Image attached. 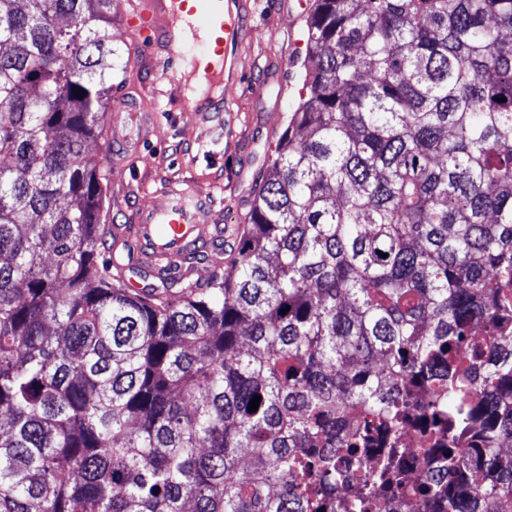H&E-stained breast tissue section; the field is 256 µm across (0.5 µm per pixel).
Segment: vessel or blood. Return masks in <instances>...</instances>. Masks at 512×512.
Returning <instances> with one entry per match:
<instances>
[{"label": "vessel or blood", "mask_w": 512, "mask_h": 512, "mask_svg": "<svg viewBox=\"0 0 512 512\" xmlns=\"http://www.w3.org/2000/svg\"><path fill=\"white\" fill-rule=\"evenodd\" d=\"M132 25L153 30L157 41L171 51L174 74L195 71L217 75L224 85H234L238 60L236 50L241 45L247 25L242 11L226 9L225 0H142L134 10ZM203 26L208 36L206 56H188L174 49L186 30ZM132 113L140 127L156 124V115L138 109L133 102L120 104L114 111V124H122L125 113ZM204 199L200 192L189 189L169 193L160 207L141 208L133 233L137 238L140 258L154 275H163L177 260L207 242L208 225L203 222Z\"/></svg>", "instance_id": "vessel-or-blood-1"}]
</instances>
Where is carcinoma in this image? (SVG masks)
Listing matches in <instances>:
<instances>
[{
  "label": "carcinoma",
  "mask_w": 512,
  "mask_h": 512,
  "mask_svg": "<svg viewBox=\"0 0 512 512\" xmlns=\"http://www.w3.org/2000/svg\"><path fill=\"white\" fill-rule=\"evenodd\" d=\"M114 2L0 0V512H382L399 449L338 504L341 462L412 411L420 498L512 512V0H314L230 266L141 290L89 150Z\"/></svg>",
  "instance_id": "cac0c4a2"
}]
</instances>
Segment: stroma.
Wrapping results in <instances>:
<instances>
[{"instance_id": "obj_1", "label": "stroma", "mask_w": 512, "mask_h": 512, "mask_svg": "<svg viewBox=\"0 0 512 512\" xmlns=\"http://www.w3.org/2000/svg\"><path fill=\"white\" fill-rule=\"evenodd\" d=\"M120 2L112 32L121 64L112 72L109 103L132 94L158 121L142 131L140 155L113 156L115 130L109 124L93 144L109 172L102 185L103 224L132 226L141 206L164 204L166 189L191 186L209 199L221 225L243 229L251 189L267 175L288 117L300 104L305 18L291 12L289 0H251L252 17L238 51L239 81L219 91L199 76L171 83L166 47L128 29L135 0Z\"/></svg>"}]
</instances>
